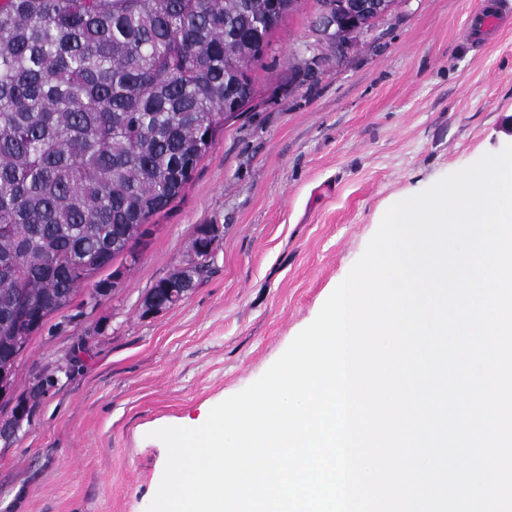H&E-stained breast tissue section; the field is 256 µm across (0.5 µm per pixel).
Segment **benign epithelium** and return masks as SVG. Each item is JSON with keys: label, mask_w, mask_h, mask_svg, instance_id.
<instances>
[{"label": "benign epithelium", "mask_w": 512, "mask_h": 512, "mask_svg": "<svg viewBox=\"0 0 512 512\" xmlns=\"http://www.w3.org/2000/svg\"><path fill=\"white\" fill-rule=\"evenodd\" d=\"M396 0H320L319 14L316 20V32L320 37L336 41V50L347 48L346 41L354 34L369 30L373 21L388 15ZM195 248L199 260L211 261L215 255V241L212 234L199 229L195 235ZM165 299H154L153 305L145 307L152 313L163 307L174 306L183 299V295L172 288L163 289Z\"/></svg>", "instance_id": "1"}]
</instances>
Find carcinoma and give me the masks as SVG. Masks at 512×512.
I'll list each match as a JSON object with an SVG mask.
<instances>
[{
    "mask_svg": "<svg viewBox=\"0 0 512 512\" xmlns=\"http://www.w3.org/2000/svg\"><path fill=\"white\" fill-rule=\"evenodd\" d=\"M288 0H0V360L180 197Z\"/></svg>",
    "mask_w": 512,
    "mask_h": 512,
    "instance_id": "1",
    "label": "carcinoma"
}]
</instances>
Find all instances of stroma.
I'll return each mask as SVG.
<instances>
[{"mask_svg":"<svg viewBox=\"0 0 512 512\" xmlns=\"http://www.w3.org/2000/svg\"><path fill=\"white\" fill-rule=\"evenodd\" d=\"M483 0H397L344 54L315 42L318 0L272 37L256 94L181 196L156 218L119 284L71 306L20 356L13 398L70 373L0 443V512H146L167 458L151 433L197 427L257 380L347 276L386 210L512 144V23L463 41ZM220 229L202 283L145 313L152 286Z\"/></svg>","mask_w":512,"mask_h":512,"instance_id":"35a3bbf8","label":"stroma"}]
</instances>
